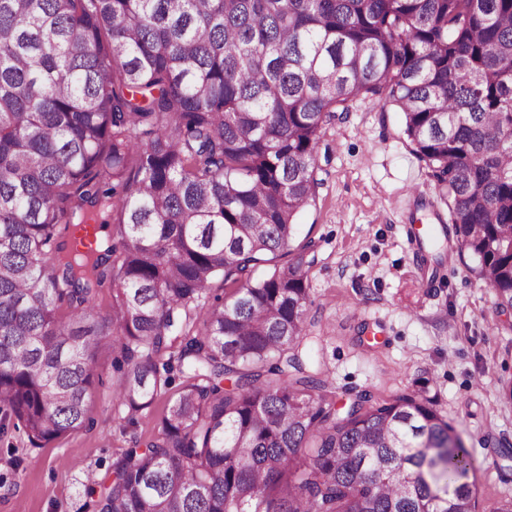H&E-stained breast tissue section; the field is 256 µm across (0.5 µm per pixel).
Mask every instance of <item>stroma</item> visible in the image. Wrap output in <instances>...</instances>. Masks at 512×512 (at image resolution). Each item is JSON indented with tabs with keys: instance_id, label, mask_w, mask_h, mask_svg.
<instances>
[{
	"instance_id": "obj_1",
	"label": "stroma",
	"mask_w": 512,
	"mask_h": 512,
	"mask_svg": "<svg viewBox=\"0 0 512 512\" xmlns=\"http://www.w3.org/2000/svg\"><path fill=\"white\" fill-rule=\"evenodd\" d=\"M401 129L400 113L358 99L326 131L330 162L298 220L300 237L316 243L307 314L317 327L307 346L339 406L354 389L381 401L414 390L433 400L475 451L477 512H496L512 497V459L501 453L512 447V401L503 392L512 381V312L496 311L472 255L438 269L431 251L410 250L406 225L431 218L407 188L428 200L436 190ZM96 371L85 428L42 448L19 443L18 467L0 439V512H96L90 477H103L133 438L154 434L161 405L129 426L112 403L111 353Z\"/></svg>"
}]
</instances>
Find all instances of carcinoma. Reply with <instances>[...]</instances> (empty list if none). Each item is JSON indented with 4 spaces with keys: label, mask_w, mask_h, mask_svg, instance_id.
<instances>
[{
    "label": "carcinoma",
    "mask_w": 512,
    "mask_h": 512,
    "mask_svg": "<svg viewBox=\"0 0 512 512\" xmlns=\"http://www.w3.org/2000/svg\"><path fill=\"white\" fill-rule=\"evenodd\" d=\"M357 98L403 116L436 265L511 307L512 0H0V437L81 429L110 348L127 422L168 406L97 512H476L431 400L340 413L302 357L297 220Z\"/></svg>",
    "instance_id": "carcinoma-1"
}]
</instances>
